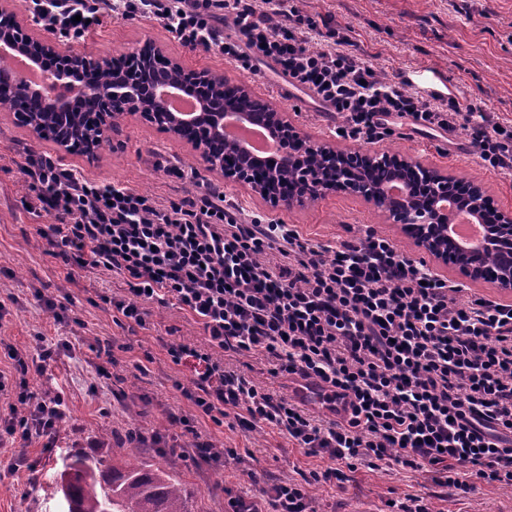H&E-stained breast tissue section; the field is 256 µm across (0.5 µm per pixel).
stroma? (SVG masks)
Instances as JSON below:
<instances>
[{
	"label": "stroma",
	"instance_id": "obj_1",
	"mask_svg": "<svg viewBox=\"0 0 512 512\" xmlns=\"http://www.w3.org/2000/svg\"><path fill=\"white\" fill-rule=\"evenodd\" d=\"M292 4L343 29L376 72L399 82L413 69L431 68L462 106L512 121V0H292ZM147 41L186 68L222 72L264 100L279 96L282 75L274 61H260L254 72H244L225 61L218 50L183 45L157 22L139 17L105 19L75 48L113 59L133 54ZM281 107L299 131L316 142L352 152L400 153L481 186L495 205L512 209V174L486 168L464 130L432 136L414 131L402 120L390 136L372 146L337 137L312 96L282 102ZM111 143V149L97 152L91 160L66 154L15 125L11 113L0 112V300L8 310L0 318V337L28 352L38 335L50 341L63 339L72 346L59 363L30 379L37 389L56 388L66 394L69 418L58 433L57 446L47 451L35 440L25 448V455L38 463L33 473L11 471L7 462L0 461V512H64L58 483L70 457L84 454L111 461L117 439L131 429L156 431L164 437L166 450L145 447L141 453L150 464L179 475L193 493L195 512H224L225 488L250 491L253 474L266 483H281L298 482L303 474L324 470L328 459L305 456L278 431L244 430L232 407L223 425L202 417L196 429L219 446L249 451L247 464L228 456L218 472L182 456L188 439L169 425L167 416L188 413L189 406L173 382L188 381L189 376L170 362L164 345L201 340L199 326L178 308L155 303L148 307L145 327L116 325L101 297L123 294L125 284L119 277L107 271L78 270L72 279H65L59 262L46 253L35 232L39 217L24 206L28 188L17 161L26 149L50 153L66 167L147 193L161 205L196 194L202 184L219 183L246 213L295 225L314 243L333 246L364 239L372 231L411 257H424V250L401 225L389 223L372 204L346 192H328L304 207H271L250 188L207 171L198 152L139 116L124 115L112 131ZM159 159L168 160L171 170L157 168ZM191 170L197 172V181L182 179V172ZM46 297L66 306L71 323L53 320L42 303ZM106 348L116 360L114 378L93 393L89 386L102 362L99 352ZM308 491L317 512H384L388 501L410 495L427 498L433 512H512V488L480 481L466 493L393 466H361L349 473L346 482L315 483Z\"/></svg>",
	"mask_w": 512,
	"mask_h": 512
}]
</instances>
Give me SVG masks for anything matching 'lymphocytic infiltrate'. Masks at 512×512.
<instances>
[{
	"mask_svg": "<svg viewBox=\"0 0 512 512\" xmlns=\"http://www.w3.org/2000/svg\"><path fill=\"white\" fill-rule=\"evenodd\" d=\"M34 20L62 41L83 40L106 16L146 18L181 43L220 51L240 70L276 62L295 87L310 90L341 123L338 137L376 143L392 118L413 130L465 129L486 167L512 172V125L434 101L378 74L347 36L308 47L311 17L287 0H29ZM234 36H226L225 25ZM28 211L47 252L70 269L122 276L128 290L103 296L117 324L145 326V303L173 305L197 323L203 343L173 342L170 361L189 369L176 388L191 406L168 422L192 438L191 456L213 468L226 449L197 433V416L222 423L226 407L241 425L288 436L305 455L327 457L314 481L343 480L358 466L388 462L457 487L465 474L512 487V303L483 296L460 303L461 285L431 272L385 237L336 246L312 244L294 225L244 213L220 189L157 204L136 190L63 167L47 153L26 157ZM12 374L0 372V447L10 470H36L23 453L32 441L55 447L68 419L62 391L34 389L66 351L36 337L34 354L0 337ZM227 353L264 357L274 373L309 380L345 397L327 421L226 367ZM225 512H315L306 487L276 483L229 497Z\"/></svg>",
	"mask_w": 512,
	"mask_h": 512,
	"instance_id": "f902f5d3",
	"label": "lymphocytic infiltrate"
}]
</instances>
